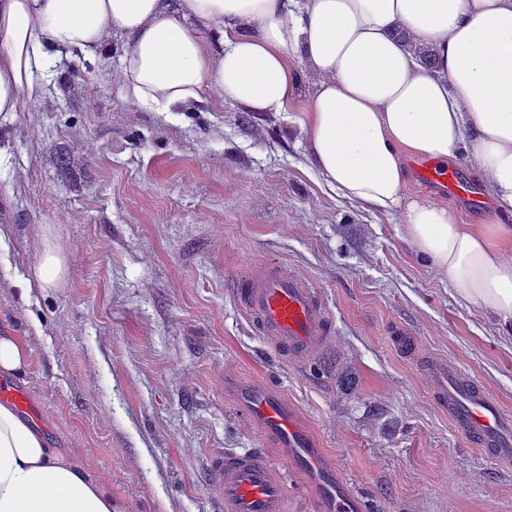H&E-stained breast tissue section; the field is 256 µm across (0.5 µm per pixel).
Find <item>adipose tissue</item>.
<instances>
[{"mask_svg": "<svg viewBox=\"0 0 512 512\" xmlns=\"http://www.w3.org/2000/svg\"><path fill=\"white\" fill-rule=\"evenodd\" d=\"M116 37L127 99L159 112L206 91L284 112L292 63L305 64L314 168L398 213L459 296L512 318V266L498 259L512 226L474 229L403 193L405 156L442 162L465 148L496 207L512 210V0H0V114L37 100L61 58L99 60ZM0 512L116 510L76 454L0 403Z\"/></svg>", "mask_w": 512, "mask_h": 512, "instance_id": "ef3b65f1", "label": "adipose tissue"}]
</instances>
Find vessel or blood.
Returning <instances> with one entry per match:
<instances>
[{"mask_svg": "<svg viewBox=\"0 0 512 512\" xmlns=\"http://www.w3.org/2000/svg\"><path fill=\"white\" fill-rule=\"evenodd\" d=\"M421 177L444 191L461 192L452 171L425 165ZM232 296L257 331L291 362L304 364L318 354L332 333V319L320 291L307 279L273 259L241 263ZM429 393L446 411L457 430L472 446L493 461L512 464V414L473 376L431 357L426 362ZM0 401L33 416L28 392L0 384ZM239 412L258 422L265 434L288 448L291 464L312 474L321 485L331 512H364L361 501L341 483H334L332 468L307 432L295 421L287 403L259 382L242 391ZM210 485L221 512H288V489L278 469L255 450L213 458Z\"/></svg>", "mask_w": 512, "mask_h": 512, "instance_id": "b4317fda", "label": "vessel or blood"}]
</instances>
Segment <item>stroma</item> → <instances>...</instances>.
I'll return each instance as SVG.
<instances>
[{
    "instance_id": "stroma-1",
    "label": "stroma",
    "mask_w": 512,
    "mask_h": 512,
    "mask_svg": "<svg viewBox=\"0 0 512 512\" xmlns=\"http://www.w3.org/2000/svg\"><path fill=\"white\" fill-rule=\"evenodd\" d=\"M121 45L100 65L56 66L46 93L0 115V330L30 364L16 383L41 431L73 449L117 512H220L207 465L253 448L290 485L288 512H322L313 478L236 410L265 379L367 512H512V466L468 445L428 394L422 357L448 358L512 412V320L459 297L415 253L398 216L329 187L301 126L313 74L297 65L285 112L211 95L174 112L127 100ZM460 223L498 217L467 151ZM55 286L19 299L44 246ZM273 257L320 289L333 330L307 365L285 361L235 304L245 258ZM420 350L406 356L395 325Z\"/></svg>"
}]
</instances>
